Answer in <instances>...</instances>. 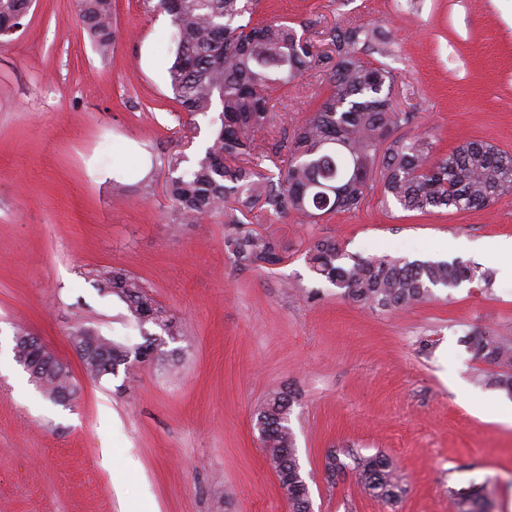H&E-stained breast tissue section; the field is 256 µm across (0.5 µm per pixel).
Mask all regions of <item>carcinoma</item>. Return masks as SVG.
<instances>
[{
	"label": "carcinoma",
	"instance_id": "cac0c4a2",
	"mask_svg": "<svg viewBox=\"0 0 512 512\" xmlns=\"http://www.w3.org/2000/svg\"><path fill=\"white\" fill-rule=\"evenodd\" d=\"M30 0H0V15L17 17ZM258 0H159L171 17L170 40L175 57L168 69L175 102L190 115L221 107L220 125L204 153L190 165L185 158L167 160L165 191L178 215L196 219L222 214L238 224V214L260 206L278 217L316 224L327 215L362 207L376 181L383 198L405 211H467L488 206L512 193V154L483 140H472L448 154L436 153L427 134L391 138L413 118L393 103L397 75L383 62L363 57L384 32L349 25L333 30L329 53L318 50L306 33L287 21L253 22ZM78 14L99 54L112 48V0H77ZM328 75L327 93L291 135L268 140L275 113L270 103L313 67ZM280 159L278 173L259 169L269 157ZM236 257L247 264H276L278 244L258 233L231 240ZM312 272L360 305L400 311L432 300L434 289L456 288L477 281L489 289L494 272L461 259L413 260L353 257L330 239H313L307 248ZM98 290L116 296L125 318L145 329V312L162 311L136 277L121 267L94 271ZM77 346L93 347L85 372L99 380L135 363L132 355L154 341L130 347L98 333L77 328ZM475 356L512 366V343L486 333L469 338ZM40 393L51 402L74 394L71 378L46 361L40 369ZM486 384L512 396V372L491 375ZM290 396L270 395L256 414L259 438L267 458L275 461L288 504L308 501L297 479L301 470L294 433L289 426ZM340 464L358 472L366 490L385 504L399 496L391 463L382 454L342 451ZM453 512H488L482 487L450 488Z\"/></svg>",
	"mask_w": 512,
	"mask_h": 512
}]
</instances>
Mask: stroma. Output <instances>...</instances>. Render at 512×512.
<instances>
[{
  "label": "stroma",
  "mask_w": 512,
  "mask_h": 512,
  "mask_svg": "<svg viewBox=\"0 0 512 512\" xmlns=\"http://www.w3.org/2000/svg\"><path fill=\"white\" fill-rule=\"evenodd\" d=\"M255 20L348 24L390 36L382 60L413 113L397 136L433 135L437 153L483 140L512 153V0H260ZM118 38L101 56L75 0H35L0 42V512H289L255 427L268 396L291 397L290 426L312 512H449V488L484 487L512 512V397L479 383L496 365L465 336L512 342V195L485 209L423 215L374 192L356 212L300 224L256 210L176 223L166 158H196L212 115L172 98L169 16L155 0H114ZM316 68L273 102L274 134L314 110ZM253 231L278 264L244 265L228 242ZM349 255L429 257L491 268L401 311L363 307L309 268L310 239ZM139 278L179 324L164 352L175 372L136 364L95 380L69 345L83 326L143 343L93 270ZM63 357L71 406L44 399L13 358L18 328ZM384 454L401 487L385 504L355 471L325 474L329 449Z\"/></svg>",
  "instance_id": "1"
}]
</instances>
